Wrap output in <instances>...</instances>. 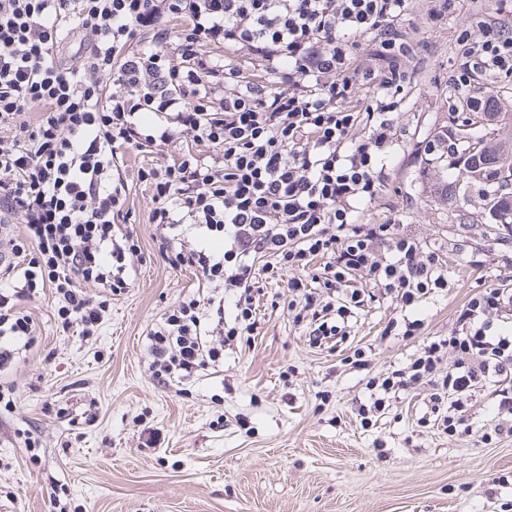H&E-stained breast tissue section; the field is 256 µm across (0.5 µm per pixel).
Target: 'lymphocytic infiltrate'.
Returning <instances> with one entry per match:
<instances>
[{
    "label": "lymphocytic infiltrate",
    "mask_w": 512,
    "mask_h": 512,
    "mask_svg": "<svg viewBox=\"0 0 512 512\" xmlns=\"http://www.w3.org/2000/svg\"><path fill=\"white\" fill-rule=\"evenodd\" d=\"M408 9L409 0H0V222L20 218L22 243L36 251L0 292V371L33 334L22 302L52 291L63 328L90 336L103 319L90 287H131L141 246L119 223L130 150L155 157L136 177L153 192L148 221L166 263L224 288L189 296L149 333L160 382L191 377L253 336L258 278L277 265L293 272L288 307L295 325L310 324L312 347L345 343L355 310L375 299L393 308L382 336L418 335L422 303L449 288L444 255L362 219L381 192L398 97L417 74ZM459 40L455 87L512 74V31L487 23L480 38ZM173 143L177 154H166ZM185 224L222 230L223 251L186 244ZM506 379L512 289L486 287L451 335L370 377L358 414L376 425L393 399L427 387L429 419L449 434L512 438L511 392L478 428L469 405L478 385Z\"/></svg>",
    "instance_id": "obj_1"
}]
</instances>
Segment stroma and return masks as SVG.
<instances>
[{"label":"stroma","mask_w":512,"mask_h":512,"mask_svg":"<svg viewBox=\"0 0 512 512\" xmlns=\"http://www.w3.org/2000/svg\"><path fill=\"white\" fill-rule=\"evenodd\" d=\"M431 0H411L407 34L421 47L418 74L401 94L398 142L370 224H397L440 248L447 296L427 300L420 335L382 338L392 315L370 303L350 345L372 352L369 372L385 373L435 336L456 327L458 310L488 286L512 289V238L493 229L478 187L467 200L432 192L454 182L448 130L512 141V124L475 114L488 94L512 113V75L483 77L463 90L452 77L460 29L495 21L512 29V0H451L433 21ZM143 184H130L125 225L142 254L125 294L94 289L105 304L92 336L63 329L54 294L24 302L35 342L0 374V512H502L512 488L492 481L512 472V440L482 443L418 423L428 389L397 399L377 426L360 423L366 373L339 348L310 347L288 311L284 281H266L255 336L224 361L165 385L149 368L147 334L165 312L196 293L192 270L170 268L158 251ZM155 446H147L150 433ZM386 444L378 455L374 439Z\"/></svg>","instance_id":"35a3bbf8"}]
</instances>
